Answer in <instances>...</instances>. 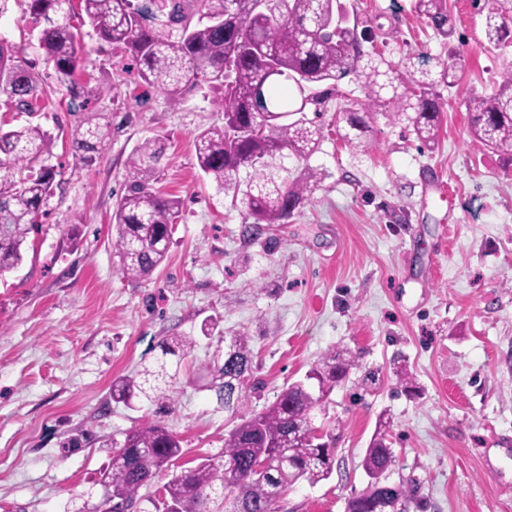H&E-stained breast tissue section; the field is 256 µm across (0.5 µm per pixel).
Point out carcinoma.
<instances>
[{"instance_id":"cac0c4a2","label":"carcinoma","mask_w":512,"mask_h":512,"mask_svg":"<svg viewBox=\"0 0 512 512\" xmlns=\"http://www.w3.org/2000/svg\"><path fill=\"white\" fill-rule=\"evenodd\" d=\"M28 13L52 66L57 86L77 98L76 72L82 67L81 31L77 19L88 18L99 41L115 45L135 62L137 77L163 90L174 102L204 84L217 86L215 101L224 124L195 135L200 169L224 189L239 190L246 172L244 201L254 223L246 228L255 237L288 223L295 211L310 202L319 187L312 167L293 180L276 176V160L289 151L306 161L323 137L320 115L328 96L344 78L355 75L368 89L359 106L343 110L346 122L340 137L349 147H371L370 119L391 109L413 127L427 147L435 146L446 101L440 87L455 86L458 63L443 61L434 79L404 78L374 45V37L358 24L341 34L334 31L337 0H291L286 14L263 0H27ZM416 11L441 36L453 31L448 0H415ZM215 12H227L235 28L193 23ZM509 8L489 9L482 47L502 50L512 44ZM371 44L367 51L364 44ZM19 46L0 40V95L16 109L31 113L45 96L37 62L21 57ZM294 83L299 102L289 109L281 82ZM330 84L322 91L317 86ZM70 135L72 152L91 164L107 149L111 124L88 111L89 99ZM470 132L485 146L512 158V70L502 91L492 97L472 96L466 103ZM313 117H308V113ZM52 137L38 125L0 126V276L18 268L30 234L39 228L41 207L53 196L57 171L49 164ZM165 154L162 139H145L128 161L124 192L112 213V250L120 274L144 281L163 263L181 217L180 203L155 187ZM194 344L190 336L162 342V355L181 358ZM251 338L229 337L224 364L217 368L219 399L237 414L238 422L224 436V455L207 459L172 475L164 486L163 512H278L274 490L286 491L300 480L317 484L327 479L335 462L336 437L321 433L311 412L357 367L348 350L331 351L313 367L306 380L285 386L261 411L247 409L248 396L239 386L251 377ZM164 362L144 367L136 378L112 382V401L128 404L140 392L162 398L153 380L173 379ZM391 421L379 422L363 458L370 487L381 503L379 512H408L409 487L391 485L383 474L394 462L387 440ZM101 482L104 494L93 512H133L139 490L182 455L178 437L161 422L151 421L125 433ZM268 462L266 472L254 465ZM346 512H374L372 498L359 493L348 499Z\"/></svg>"}]
</instances>
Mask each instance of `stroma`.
I'll use <instances>...</instances> for the list:
<instances>
[{"label": "stroma", "instance_id": "stroma-1", "mask_svg": "<svg viewBox=\"0 0 512 512\" xmlns=\"http://www.w3.org/2000/svg\"><path fill=\"white\" fill-rule=\"evenodd\" d=\"M342 2L350 21L373 27L386 58L411 71L463 59L443 92L439 140L422 147L406 120L380 112L373 146L345 147L341 111L367 93L345 79L322 117L318 151L279 161L292 177L317 168L320 188L255 241L242 233L245 206L197 163L195 134L222 122L213 90L171 104L138 82L127 53L85 28L78 81L99 89L91 108L108 115L111 134L86 166L70 150L65 89L48 90L33 117L54 138L59 187L22 265L0 276V512H89L104 493L113 442L148 421L179 437L176 469L219 457L234 418L214 369L225 337L239 332L252 338L256 411L329 350L358 360L314 413L336 433L331 476L296 484L279 512H345L367 485L362 460L385 413L395 461L384 478L415 487L408 512H512V161L471 136L465 106L501 90L512 48L481 46L495 0H448L446 38L415 0ZM0 38L39 58L23 0L0 17ZM149 137L166 141L158 187L181 200L182 217L165 263L135 283L112 253L111 216L127 162ZM210 317L219 325L205 337ZM175 335L197 343L166 403H114L113 380L155 364ZM398 363L412 392L394 374Z\"/></svg>", "mask_w": 512, "mask_h": 512}]
</instances>
